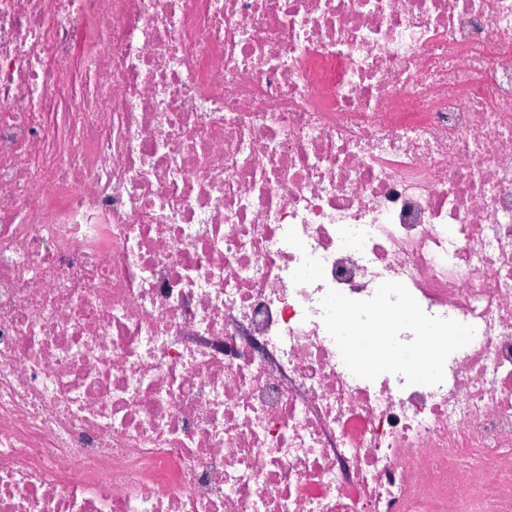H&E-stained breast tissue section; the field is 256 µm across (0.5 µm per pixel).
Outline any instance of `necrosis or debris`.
<instances>
[{"label":"necrosis or debris","mask_w":512,"mask_h":512,"mask_svg":"<svg viewBox=\"0 0 512 512\" xmlns=\"http://www.w3.org/2000/svg\"><path fill=\"white\" fill-rule=\"evenodd\" d=\"M0 512H512V0H0Z\"/></svg>","instance_id":"4bbe7bcc"}]
</instances>
